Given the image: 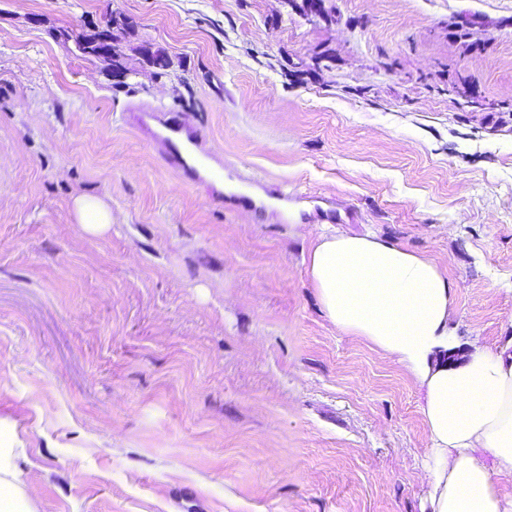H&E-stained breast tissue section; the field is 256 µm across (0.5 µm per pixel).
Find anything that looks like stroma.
Here are the masks:
<instances>
[{"instance_id": "35a3bbf8", "label": "stroma", "mask_w": 512, "mask_h": 512, "mask_svg": "<svg viewBox=\"0 0 512 512\" xmlns=\"http://www.w3.org/2000/svg\"><path fill=\"white\" fill-rule=\"evenodd\" d=\"M110 12L121 79L76 46ZM135 104L191 113L231 193ZM277 186L301 222L232 195ZM333 231L433 260L461 346L512 336V0H0V445L36 512H430L419 386L311 284ZM128 112L127 120L136 124L148 140L164 147V159L170 167L178 170L185 178L206 179L213 190L222 195L224 174L216 170L202 175V172H207V168L204 158L199 155L195 125L189 117L167 118L164 113L139 108ZM76 209L80 224L93 233L105 232L112 224L110 211L99 201L91 198H80L76 201Z\"/></svg>"}]
</instances>
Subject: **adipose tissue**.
I'll list each match as a JSON object with an SVG mask.
<instances>
[{"label":"adipose tissue","instance_id":"adipose-tissue-1","mask_svg":"<svg viewBox=\"0 0 512 512\" xmlns=\"http://www.w3.org/2000/svg\"><path fill=\"white\" fill-rule=\"evenodd\" d=\"M330 322L403 366L423 392L431 512H512V336L450 359L455 286L431 259L375 237L330 235L308 254ZM0 512H35L0 448Z\"/></svg>","mask_w":512,"mask_h":512}]
</instances>
